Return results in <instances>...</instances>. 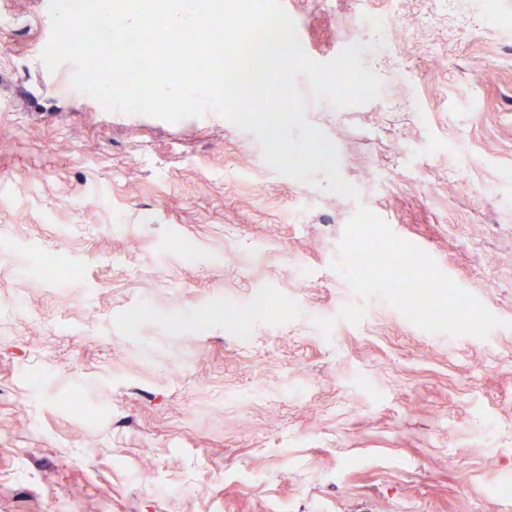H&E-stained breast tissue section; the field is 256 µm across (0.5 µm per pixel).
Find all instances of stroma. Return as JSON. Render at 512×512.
Here are the masks:
<instances>
[{
    "mask_svg": "<svg viewBox=\"0 0 512 512\" xmlns=\"http://www.w3.org/2000/svg\"><path fill=\"white\" fill-rule=\"evenodd\" d=\"M285 7L318 61L401 32L377 99L307 110L358 198L215 112L105 111L42 62V0H0V512H512V0ZM361 204L501 326L340 319Z\"/></svg>",
    "mask_w": 512,
    "mask_h": 512,
    "instance_id": "35a3bbf8",
    "label": "stroma"
}]
</instances>
